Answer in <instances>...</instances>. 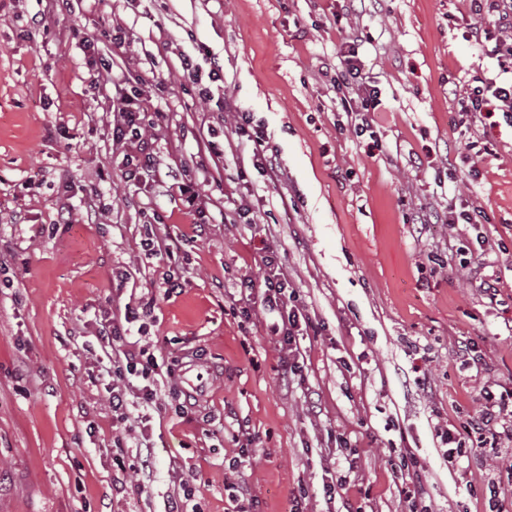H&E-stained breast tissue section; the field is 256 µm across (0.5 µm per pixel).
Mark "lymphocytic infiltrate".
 I'll return each instance as SVG.
<instances>
[{"instance_id":"obj_1","label":"lymphocytic infiltrate","mask_w":512,"mask_h":512,"mask_svg":"<svg viewBox=\"0 0 512 512\" xmlns=\"http://www.w3.org/2000/svg\"><path fill=\"white\" fill-rule=\"evenodd\" d=\"M475 13L489 11L495 14V45L492 53L496 58L498 73L489 80L485 88L477 89L469 95L467 112L502 111L512 113V0H471ZM334 84L341 95V108L356 113L359 121L353 127L356 135H364L372 129L371 112L380 103V91L373 81L363 72L356 42H349L342 52L336 69ZM115 98L119 104V117L112 126L113 143L124 145L137 142L139 154L129 178L138 174L152 172L156 159L148 143L142 139V130L148 115V109L139 94L129 93L122 84H115ZM266 274L262 283H255L250 276L240 280V292L246 300H260L262 306L278 312V322L272 323L271 332L278 336L286 355L283 363L294 368L299 364L300 353L296 338L302 330L305 316L298 306L288 303L285 294L288 283L284 279L273 257H265ZM122 325V324H121ZM121 325L114 320L101 322L96 329V338L102 347L114 352L112 365L107 374L109 380L102 388L112 418L116 423L128 424L133 420L132 406L148 407L156 404L158 391L154 386L159 363L156 355L146 349L139 351H120L119 346L125 339ZM484 406L471 419L469 434L473 447L499 448L512 443V422L505 414L512 407V389L500 392L490 388L481 391Z\"/></svg>"}]
</instances>
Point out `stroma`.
<instances>
[{
    "label": "stroma",
    "mask_w": 512,
    "mask_h": 512,
    "mask_svg": "<svg viewBox=\"0 0 512 512\" xmlns=\"http://www.w3.org/2000/svg\"><path fill=\"white\" fill-rule=\"evenodd\" d=\"M488 23L467 0H0V512H164L190 473L200 512H225L228 481L252 512H512V459L449 458L435 432L474 416L482 387L512 388V124L461 114L497 73L491 43L463 37ZM352 35L381 92L376 149L333 85ZM202 48L222 80L183 77ZM100 58L112 71L93 86ZM116 80L166 114L144 133L147 180L126 179L112 142ZM237 112L281 179L255 167ZM183 168L193 206L168 189ZM453 200L489 218L484 268L470 226L440 219ZM150 231L180 240L188 286L137 343L200 358L176 378L197 405L176 414L159 384L143 449L112 423L95 330L167 270L141 250ZM271 253L310 318L295 376L276 314H236L240 278L262 282ZM241 433L260 443L232 469Z\"/></svg>",
    "instance_id": "35a3bbf8"
}]
</instances>
